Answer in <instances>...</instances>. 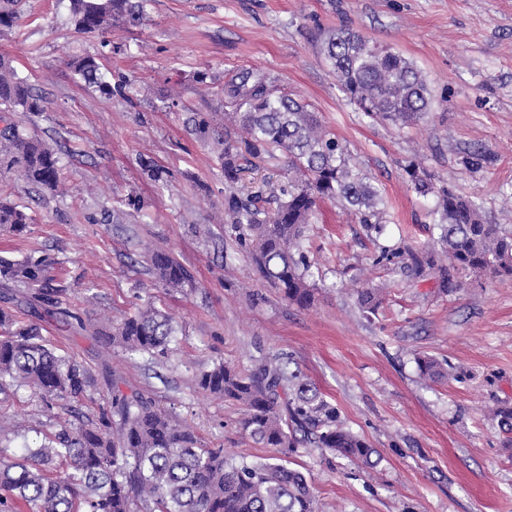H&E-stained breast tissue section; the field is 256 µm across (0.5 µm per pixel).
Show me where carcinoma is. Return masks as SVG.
<instances>
[{
	"instance_id": "obj_1",
	"label": "carcinoma",
	"mask_w": 512,
	"mask_h": 512,
	"mask_svg": "<svg viewBox=\"0 0 512 512\" xmlns=\"http://www.w3.org/2000/svg\"><path fill=\"white\" fill-rule=\"evenodd\" d=\"M19 0H0V35L19 27ZM149 0H70V22L79 34H99L114 24L137 27L146 19ZM341 91L367 118L403 127L432 110L427 81L415 64L389 47L370 43L342 26L324 43ZM85 85L105 95L112 86L95 54L70 61ZM224 122L211 112L185 105L168 89L165 109L185 112L194 139L220 148L224 180L235 183L241 158L275 151L288 159V179L279 187L273 211L258 206L263 187L242 197H224V215L260 277L282 298L300 308L314 300V277L304 245L305 228L321 201L344 206L369 231L381 233L385 214L379 187L353 162L347 147L322 124L318 113L280 90L263 73L243 71L220 85ZM47 101L21 77L12 60L0 57V170L14 173L34 191L54 192L60 185V150L25 132L16 115L39 113ZM411 188L426 196L434 186L420 168L408 172ZM436 244L421 249L383 246L377 265H392L421 276L435 272L453 291L464 276L512 277V236L487 224L475 205L441 189L433 211ZM35 218L27 207L0 201V228L23 233ZM149 273L161 288L192 284L190 271L173 255L147 249ZM55 259L0 257V283L36 290L33 299L88 330L84 319L62 308L65 289L54 284ZM358 305L376 311L387 285L365 282L355 289ZM178 333L174 319L147 304L116 323L97 328L107 344L131 354L165 355ZM422 377L436 382L454 377L452 367L421 355ZM92 376L83 364L58 355L38 328L18 324L11 310L0 309V393L28 387L43 400L79 402L88 396ZM112 373V411L90 424L64 427L36 448L19 455L3 446L0 419V512H317L312 486L291 467L303 448L330 450L365 467L378 455L341 418L336 405L301 370H289L284 354L242 371L218 362L203 371L198 388L215 398L241 404L242 432L272 454L256 461L224 455L222 448H200L186 425L175 423L139 392L123 391Z\"/></svg>"
}]
</instances>
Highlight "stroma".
Segmentation results:
<instances>
[{"instance_id":"stroma-1","label":"stroma","mask_w":512,"mask_h":512,"mask_svg":"<svg viewBox=\"0 0 512 512\" xmlns=\"http://www.w3.org/2000/svg\"><path fill=\"white\" fill-rule=\"evenodd\" d=\"M23 10L16 33L0 36V55L48 109L22 123L71 153L62 159V195L0 177V194L36 217L23 234L0 232V255L54 256L64 306L86 320H118L150 300L182 330L167 356H128L35 314L28 289L0 286V307L39 326L59 355L92 375L88 398L70 412L27 390L0 395V413L13 426L9 448L38 447L43 433L76 418L97 420L117 374L123 390L189 424L201 447L267 456L241 432L242 407L206 397L197 378L218 361L248 370L285 353L380 455L377 468L365 470L299 449L293 461L311 482L318 512H512V431L484 413L512 406V279L467 277L450 293L435 276L415 279L373 262L379 246L433 241L438 198L412 190V164L512 235V0H151L142 26L117 24L93 37L71 28L69 0H25ZM345 25L421 70L435 99L427 121L375 122L346 100L322 52ZM85 53L100 57L125 94L75 82L67 62ZM204 68L220 83L243 70L275 78L318 113L386 197L379 237L340 205H320L306 240L319 268L309 308L288 304L261 280L224 216L225 195L255 179L284 182L285 157L226 182L215 154L188 134L184 112L157 104L174 87L184 103L223 111L222 98L202 100L191 79ZM149 164L160 179L148 176ZM127 196L142 210L128 207L104 222ZM148 245L172 252L192 285L155 286ZM366 279L389 287L373 314L351 293ZM420 354L454 366L456 379L425 380Z\"/></svg>"}]
</instances>
